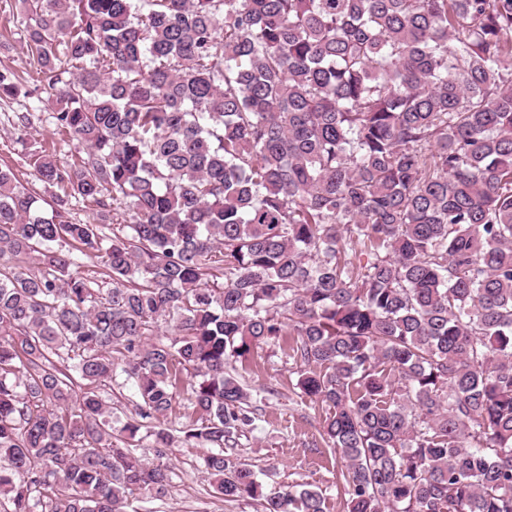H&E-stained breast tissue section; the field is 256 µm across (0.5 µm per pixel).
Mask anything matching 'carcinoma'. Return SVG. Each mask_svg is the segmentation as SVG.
<instances>
[{"label": "carcinoma", "mask_w": 512, "mask_h": 512, "mask_svg": "<svg viewBox=\"0 0 512 512\" xmlns=\"http://www.w3.org/2000/svg\"><path fill=\"white\" fill-rule=\"evenodd\" d=\"M17 2L87 152L19 113L50 202L0 167V512L161 500L178 441L227 501L325 512L238 453L235 364L282 342L346 512H512V0Z\"/></svg>", "instance_id": "obj_1"}]
</instances>
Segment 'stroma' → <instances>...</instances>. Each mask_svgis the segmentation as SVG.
<instances>
[{"label": "stroma", "mask_w": 512, "mask_h": 512, "mask_svg": "<svg viewBox=\"0 0 512 512\" xmlns=\"http://www.w3.org/2000/svg\"><path fill=\"white\" fill-rule=\"evenodd\" d=\"M14 71L20 82L33 86L36 67L16 17L14 0H0V69ZM33 99L17 97L0 100V166H10L17 177L35 192L42 185L22 165L14 151L13 128L16 114L32 111ZM239 374L253 391L262 416L255 430L243 441L242 458L255 465L263 483L278 487L308 483L319 488L326 512H345L344 498L336 485L341 462L320 436L325 409L321 404L301 400L291 360L277 347L255 349L240 366ZM194 448L168 449L161 464L174 473L170 497L141 503L140 512H243L241 505L214 497L208 480L197 468Z\"/></svg>", "instance_id": "35a3bbf8"}]
</instances>
